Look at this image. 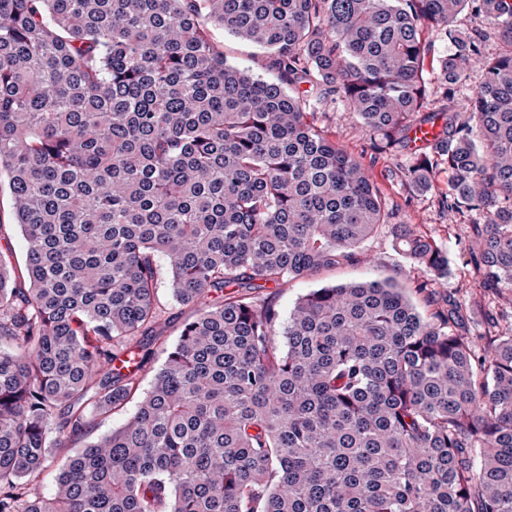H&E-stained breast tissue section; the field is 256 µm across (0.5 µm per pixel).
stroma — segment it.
<instances>
[{
  "label": "stroma",
  "mask_w": 512,
  "mask_h": 512,
  "mask_svg": "<svg viewBox=\"0 0 512 512\" xmlns=\"http://www.w3.org/2000/svg\"><path fill=\"white\" fill-rule=\"evenodd\" d=\"M208 32L230 63L248 69L255 76H267L269 59L262 49L214 26ZM310 110L318 126L348 151L362 157L390 213V223L365 243L360 260L289 279L278 288L275 303L280 314L288 315L297 300L313 289L390 277L407 284V294L419 309H426L430 304L441 308L448 301H456L463 315L460 331L475 345H482L484 337L494 335L495 331L511 330L512 295L489 294L463 258L474 225L486 221V210L467 211L453 217L441 212L434 195L411 194L396 174L402 158L372 152L354 116L346 111L340 99L327 97L312 101ZM400 224L431 238L447 254V276L433 279L426 268L414 265L401 254L396 238V227ZM430 279L435 282L430 294H418L416 284Z\"/></svg>",
  "instance_id": "35a3bbf8"
}]
</instances>
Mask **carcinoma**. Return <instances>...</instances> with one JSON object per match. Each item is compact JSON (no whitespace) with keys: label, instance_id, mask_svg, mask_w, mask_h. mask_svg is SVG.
<instances>
[{"label":"carcinoma","instance_id":"obj_1","mask_svg":"<svg viewBox=\"0 0 512 512\" xmlns=\"http://www.w3.org/2000/svg\"><path fill=\"white\" fill-rule=\"evenodd\" d=\"M465 10L501 52L454 26ZM206 21L266 49L275 76L228 64ZM427 26L450 46L438 110ZM303 84L406 156L405 185L442 211L501 198L468 262L512 290V0H0V176L28 281L0 256V512H512V334L479 351L457 304L424 314L391 279L276 308L288 279L359 259L390 219ZM398 244L448 271L429 238ZM159 256L196 306L171 345ZM126 355L138 373L114 366ZM59 456L54 492L30 493ZM480 76L481 72L479 65L477 63H473L468 68L466 76L463 78L462 82L457 85L456 108L459 112L466 113L470 98L473 96L479 84ZM133 407H134V403L128 404L125 411L114 414L110 418L104 420L95 430H93V432H91L87 436L75 439L71 443L72 446L75 448L84 447L86 443L95 439L99 435L112 430V428L118 427L125 419L126 413H129L130 411H132Z\"/></svg>","mask_w":512,"mask_h":512}]
</instances>
